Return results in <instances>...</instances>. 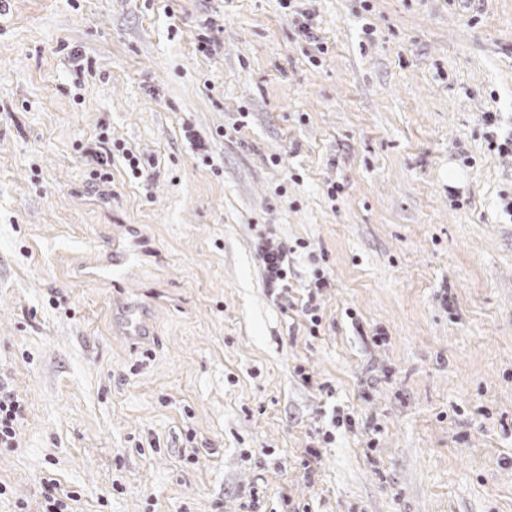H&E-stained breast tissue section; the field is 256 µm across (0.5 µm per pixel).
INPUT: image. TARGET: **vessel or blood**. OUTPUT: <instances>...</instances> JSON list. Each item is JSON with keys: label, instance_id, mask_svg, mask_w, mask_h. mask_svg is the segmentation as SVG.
I'll list each match as a JSON object with an SVG mask.
<instances>
[{"label": "vessel or blood", "instance_id": "b4317fda", "mask_svg": "<svg viewBox=\"0 0 512 512\" xmlns=\"http://www.w3.org/2000/svg\"><path fill=\"white\" fill-rule=\"evenodd\" d=\"M160 251L154 241L146 236L128 230L124 237L113 240L110 257L106 264L95 266L88 271L89 280H105L115 292H124L136 270L147 260L159 257ZM123 332L132 339L143 336L145 325L143 310L136 306H127L117 315Z\"/></svg>", "mask_w": 512, "mask_h": 512}]
</instances>
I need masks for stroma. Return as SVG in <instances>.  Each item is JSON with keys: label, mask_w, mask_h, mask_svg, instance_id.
<instances>
[{"label": "stroma", "mask_w": 512, "mask_h": 512, "mask_svg": "<svg viewBox=\"0 0 512 512\" xmlns=\"http://www.w3.org/2000/svg\"><path fill=\"white\" fill-rule=\"evenodd\" d=\"M487 112L512 130V0H8L0 512L50 480L70 512H512ZM129 224L162 252L135 343L84 276ZM262 237L292 250L287 299ZM22 412V403L17 395L0 382V447L15 445L16 421Z\"/></svg>", "instance_id": "35a3bbf8"}]
</instances>
